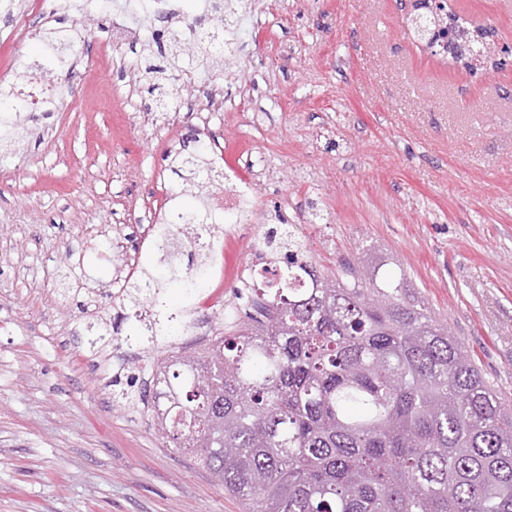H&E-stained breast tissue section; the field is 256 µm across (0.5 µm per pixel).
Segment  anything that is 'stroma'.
<instances>
[{"instance_id":"1","label":"stroma","mask_w":512,"mask_h":512,"mask_svg":"<svg viewBox=\"0 0 512 512\" xmlns=\"http://www.w3.org/2000/svg\"><path fill=\"white\" fill-rule=\"evenodd\" d=\"M247 2L232 63L208 67L191 51L175 63L222 86L230 107L210 124L192 111L194 89L173 112L145 90L153 36L169 19L138 15L142 39L105 62L113 0H99L71 74L83 95L21 109L0 134V512H242L114 383L115 360L141 390L153 359L201 351L189 321L225 332L223 316L191 301L209 291L204 265L216 254L232 287L244 240H206L171 266L131 250L145 211L169 220L195 205L171 160L198 139L228 163L245 153L257 163L254 196L226 228L295 226L329 273L375 249L512 406V62L471 71L419 50L400 0ZM452 2L512 39V0ZM30 25L15 65L47 57L46 33L75 29L67 9ZM314 208L321 220L304 223ZM131 281L159 293L155 332L124 297ZM115 320L108 345L91 347L90 326Z\"/></svg>"}]
</instances>
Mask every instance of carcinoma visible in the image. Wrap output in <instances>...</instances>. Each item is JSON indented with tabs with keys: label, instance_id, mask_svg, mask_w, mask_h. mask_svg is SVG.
Instances as JSON below:
<instances>
[{
	"label": "carcinoma",
	"instance_id": "cac0c4a2",
	"mask_svg": "<svg viewBox=\"0 0 512 512\" xmlns=\"http://www.w3.org/2000/svg\"><path fill=\"white\" fill-rule=\"evenodd\" d=\"M161 55L186 47L157 33ZM147 84L170 107L180 88ZM207 146L178 152L182 194L207 186ZM288 236V260L250 315L202 355L161 358L157 422L244 512H512V410L405 274L363 252L322 274Z\"/></svg>",
	"mask_w": 512,
	"mask_h": 512
}]
</instances>
